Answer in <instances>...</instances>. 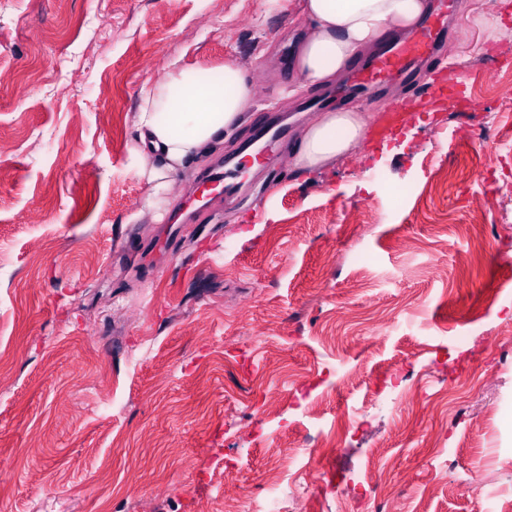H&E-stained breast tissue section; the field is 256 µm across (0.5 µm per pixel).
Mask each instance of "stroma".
<instances>
[{"instance_id":"35a3bbf8","label":"stroma","mask_w":512,"mask_h":512,"mask_svg":"<svg viewBox=\"0 0 512 512\" xmlns=\"http://www.w3.org/2000/svg\"><path fill=\"white\" fill-rule=\"evenodd\" d=\"M307 32L302 0H0V512H220L228 470L251 488L238 512H252L287 444L302 454L286 475L321 476L307 512H377L355 485L363 469L400 487L399 512H483L460 481L488 447L512 448V372L480 386L512 352V200L489 198L481 239L464 232L489 172H512L497 147L512 109L485 71L459 68L469 100L373 151L289 167L260 190L258 223L225 203L159 263L131 249L155 241L160 214L237 151L254 115L287 124L293 144L316 120L302 109L313 89L280 95ZM174 58L237 62L254 98L158 212L132 117ZM413 353V419L398 408L347 435L350 407ZM298 382L312 412L228 432L226 407L261 422ZM452 448L457 469L439 468Z\"/></svg>"}]
</instances>
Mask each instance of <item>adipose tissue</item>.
I'll return each mask as SVG.
<instances>
[{"instance_id": "adipose-tissue-1", "label": "adipose tissue", "mask_w": 512, "mask_h": 512, "mask_svg": "<svg viewBox=\"0 0 512 512\" xmlns=\"http://www.w3.org/2000/svg\"><path fill=\"white\" fill-rule=\"evenodd\" d=\"M427 0H303L309 23L294 70L299 87L335 81L362 50L389 29H415ZM253 87L234 62L212 68L166 66L165 78L145 90L133 118L137 172L152 186L150 206L166 204L176 176L210 154L237 129ZM367 124L358 110L324 113L294 150L295 164L315 171L359 145Z\"/></svg>"}]
</instances>
